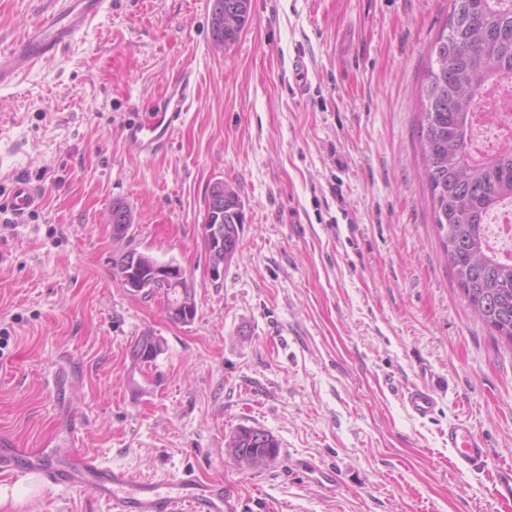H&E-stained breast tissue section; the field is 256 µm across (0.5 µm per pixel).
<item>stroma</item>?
Masks as SVG:
<instances>
[{
	"mask_svg": "<svg viewBox=\"0 0 512 512\" xmlns=\"http://www.w3.org/2000/svg\"><path fill=\"white\" fill-rule=\"evenodd\" d=\"M52 9L0 0V47ZM211 9L112 0L0 89V196L17 178L42 194L24 217L0 210V433L63 448L69 416L104 465L223 482L237 512H501L491 468L512 465V351L448 267L418 142L448 0H251L222 49ZM186 66L197 95L168 149L128 153L125 123ZM218 180L237 188L245 221L216 282L201 226ZM116 202L132 216L122 239ZM131 247L186 271L191 323L173 322L162 295L124 288L114 262ZM146 330L166 351L142 369L129 346ZM422 385L439 399L429 420L400 400ZM460 421L484 438L486 468L454 467ZM242 425L272 433L278 457H229ZM0 512L109 509L45 487Z\"/></svg>",
	"mask_w": 512,
	"mask_h": 512,
	"instance_id": "35a3bbf8",
	"label": "stroma"
}]
</instances>
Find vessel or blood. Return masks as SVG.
<instances>
[{"mask_svg":"<svg viewBox=\"0 0 512 512\" xmlns=\"http://www.w3.org/2000/svg\"><path fill=\"white\" fill-rule=\"evenodd\" d=\"M111 4V0H55L51 14L31 24L13 48L0 51V88L13 85L37 64L55 58L85 28L90 26ZM192 70H183L168 90L154 100L140 117L124 126L127 152L149 157L163 150L171 140L177 122L185 112L195 91ZM9 210L24 215L40 203L37 188L28 180L12 184L5 200ZM402 402L410 415L432 417L438 405L434 391L415 386L406 391ZM448 445L453 448L457 468H482L487 464V445L482 437L465 424L448 428ZM52 442H45L39 454L26 455L14 440L0 433V472L25 476L37 474L44 486L89 490L106 501L111 512H234L235 500L222 482L200 483L192 474L176 482V492H169L163 481L143 480L134 474L106 467L87 451L78 430L69 433L68 460L53 462ZM493 491L502 502H512V466L495 470Z\"/></svg>","mask_w":512,"mask_h":512,"instance_id":"obj_1","label":"vessel or blood"}]
</instances>
